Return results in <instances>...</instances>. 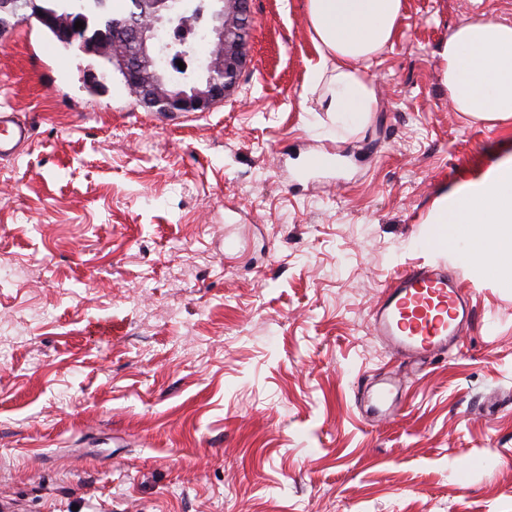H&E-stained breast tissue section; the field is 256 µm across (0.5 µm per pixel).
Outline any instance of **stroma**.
Segmentation results:
<instances>
[{"mask_svg":"<svg viewBox=\"0 0 512 512\" xmlns=\"http://www.w3.org/2000/svg\"><path fill=\"white\" fill-rule=\"evenodd\" d=\"M304 2L252 0L251 62L206 112L148 111L33 20L0 45V110L32 133L0 160V263L25 271L0 287V512H512V280L469 234L424 246L512 141L449 109L438 52L512 0H404L353 132L300 99ZM327 149L343 166L300 177ZM437 261L476 321L378 418L371 311Z\"/></svg>","mask_w":512,"mask_h":512,"instance_id":"35a3bbf8","label":"stroma"}]
</instances>
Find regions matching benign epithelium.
<instances>
[{
    "instance_id": "7a95c632",
    "label": "benign epithelium",
    "mask_w": 512,
    "mask_h": 512,
    "mask_svg": "<svg viewBox=\"0 0 512 512\" xmlns=\"http://www.w3.org/2000/svg\"><path fill=\"white\" fill-rule=\"evenodd\" d=\"M30 16L65 44L79 43L96 56L117 51L119 70L137 101L166 115L206 112L228 99L247 63L246 38L251 26L250 0H136L124 23L101 15L94 32L75 28L81 15L41 12L37 0H0V41L12 26L18 10ZM207 21L214 50L194 70L177 65L186 57L184 38L165 39V30L185 29L191 21Z\"/></svg>"
}]
</instances>
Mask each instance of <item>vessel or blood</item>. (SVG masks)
Here are the masks:
<instances>
[{"label":"vessel or blood","instance_id":"b4317fda","mask_svg":"<svg viewBox=\"0 0 512 512\" xmlns=\"http://www.w3.org/2000/svg\"><path fill=\"white\" fill-rule=\"evenodd\" d=\"M31 137L28 125L0 113V158L17 157ZM468 291L445 263L413 266L383 292L372 314L376 336L404 362H420L456 346L475 320Z\"/></svg>","mask_w":512,"mask_h":512}]
</instances>
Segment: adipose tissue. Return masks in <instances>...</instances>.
Listing matches in <instances>:
<instances>
[{"instance_id":"adipose-tissue-1","label":"adipose tissue","mask_w":512,"mask_h":512,"mask_svg":"<svg viewBox=\"0 0 512 512\" xmlns=\"http://www.w3.org/2000/svg\"><path fill=\"white\" fill-rule=\"evenodd\" d=\"M404 0H306V18L318 55L310 82H328L323 111L341 130L368 122L377 109L368 64L396 35ZM440 57L453 111L473 121L512 122V23L480 15L457 26ZM435 224L469 225L477 255L502 262L512 277V154L443 197Z\"/></svg>"}]
</instances>
